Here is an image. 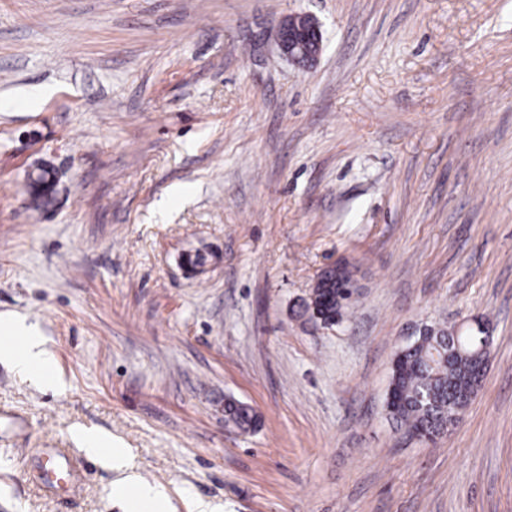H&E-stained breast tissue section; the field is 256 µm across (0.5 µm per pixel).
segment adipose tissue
I'll return each instance as SVG.
<instances>
[{
	"mask_svg": "<svg viewBox=\"0 0 512 512\" xmlns=\"http://www.w3.org/2000/svg\"><path fill=\"white\" fill-rule=\"evenodd\" d=\"M0 360L9 363L22 378L34 379L56 389L65 385L45 337L18 317L0 318ZM72 437L87 454L118 472L113 493L123 495L138 512H165L168 501L165 488L143 482L138 474L130 471L124 452L113 447L110 439L86 428L74 430Z\"/></svg>",
	"mask_w": 512,
	"mask_h": 512,
	"instance_id": "obj_1",
	"label": "adipose tissue"
}]
</instances>
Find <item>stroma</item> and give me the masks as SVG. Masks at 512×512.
I'll list each match as a JSON object with an SVG mask.
<instances>
[{
    "label": "stroma",
    "mask_w": 512,
    "mask_h": 512,
    "mask_svg": "<svg viewBox=\"0 0 512 512\" xmlns=\"http://www.w3.org/2000/svg\"><path fill=\"white\" fill-rule=\"evenodd\" d=\"M299 14L308 64L277 41ZM344 259L326 326L304 305ZM2 314L65 387L0 361V512H126L78 427L168 512H512V0H0ZM477 319V397L409 438L396 353ZM42 448L69 492L34 482ZM296 22L290 21L284 24L278 32L279 45L282 51L293 60H313L321 50V39L317 24L306 15L297 16ZM300 20L305 24L299 25ZM298 26L289 31L288 25ZM73 439L91 456L97 457L102 464L121 474V477L109 490L112 494H121L130 506L136 505L140 512H165L168 501L166 489L161 485L143 482L138 474L129 470L124 452L112 448V440L95 430L78 428L72 432Z\"/></svg>",
    "instance_id": "35a3bbf8"
}]
</instances>
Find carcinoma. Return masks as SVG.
<instances>
[{"label": "carcinoma", "mask_w": 512, "mask_h": 512, "mask_svg": "<svg viewBox=\"0 0 512 512\" xmlns=\"http://www.w3.org/2000/svg\"><path fill=\"white\" fill-rule=\"evenodd\" d=\"M307 308L332 319L342 317L344 305L336 300V289L315 288ZM440 338L447 339L448 331L439 329L408 344L407 371L392 372L390 387L398 394V402L388 414L411 434L440 433L451 415L468 405V396L477 384L476 359L471 352L463 351L449 360L431 353ZM225 414L227 420L240 428L253 421L250 408L240 402H228Z\"/></svg>", "instance_id": "1"}]
</instances>
